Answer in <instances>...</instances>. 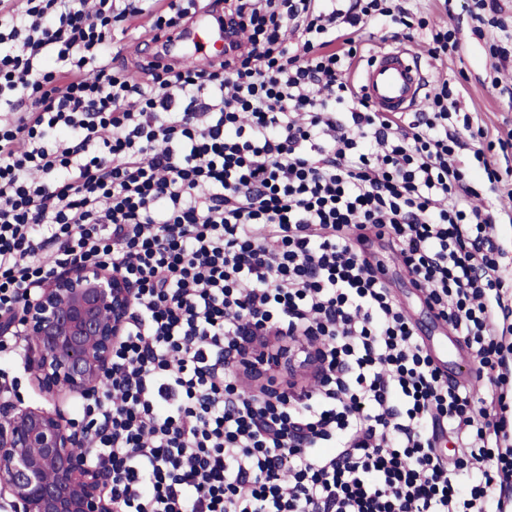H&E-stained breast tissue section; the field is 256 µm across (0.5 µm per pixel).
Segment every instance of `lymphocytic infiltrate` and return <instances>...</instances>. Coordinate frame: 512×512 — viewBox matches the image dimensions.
Listing matches in <instances>:
<instances>
[{
	"label": "lymphocytic infiltrate",
	"instance_id": "lymphocytic-infiltrate-1",
	"mask_svg": "<svg viewBox=\"0 0 512 512\" xmlns=\"http://www.w3.org/2000/svg\"><path fill=\"white\" fill-rule=\"evenodd\" d=\"M152 3L0 0V317L77 264L137 287L75 419L115 512H486L493 488L506 512L502 214L473 204L449 83L408 119L350 77L366 27H419L437 55L456 29L402 0H224V60L113 66L115 26ZM372 235L474 352L475 386L443 379ZM255 329L322 339L317 388L244 386L232 364Z\"/></svg>",
	"mask_w": 512,
	"mask_h": 512
}]
</instances>
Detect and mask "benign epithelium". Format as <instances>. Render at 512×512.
Instances as JSON below:
<instances>
[{"label": "benign epithelium", "mask_w": 512, "mask_h": 512, "mask_svg": "<svg viewBox=\"0 0 512 512\" xmlns=\"http://www.w3.org/2000/svg\"><path fill=\"white\" fill-rule=\"evenodd\" d=\"M136 287L106 265H77L54 272L26 293L0 334L11 335L29 360L43 404H25L0 392V507L8 512H114L111 474L89 463L81 431L59 402L63 391L80 398L95 392L112 368V349L125 335ZM259 336L248 349L255 366L237 369L257 376L265 366L288 376H315L317 346L307 359L278 357Z\"/></svg>", "instance_id": "benign-epithelium-1"}]
</instances>
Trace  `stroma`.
Wrapping results in <instances>:
<instances>
[{
  "label": "stroma",
  "mask_w": 512,
  "mask_h": 512,
  "mask_svg": "<svg viewBox=\"0 0 512 512\" xmlns=\"http://www.w3.org/2000/svg\"><path fill=\"white\" fill-rule=\"evenodd\" d=\"M470 0H455L453 16H446L441 0H411L409 7L417 15L434 21L452 19L459 28L460 49L436 59L421 35H413L405 45L419 56L431 81L447 79L460 89V107L472 118L471 147L482 149L504 179L501 192L512 190V148L506 141L512 136V97L506 89L512 86V62L500 72H493L489 47L500 37L502 29L512 30V0H501L499 14L502 27L483 26L481 34H473ZM370 249L386 268L385 276L398 302L420 328L427 349L448 379L469 381L475 374V362L462 339L445 323L435 319L426 307L419 290L414 288L408 273L394 258L385 242L376 240Z\"/></svg>",
  "instance_id": "1"
}]
</instances>
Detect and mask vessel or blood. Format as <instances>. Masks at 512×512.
<instances>
[{
    "mask_svg": "<svg viewBox=\"0 0 512 512\" xmlns=\"http://www.w3.org/2000/svg\"><path fill=\"white\" fill-rule=\"evenodd\" d=\"M223 36L221 24L204 17L173 31L157 33L156 38L169 47L188 45L180 62L203 67L223 59V52L208 48L210 41ZM359 87L375 111L406 113L420 106L431 83L420 59L405 48L392 46L371 54L360 71Z\"/></svg>",
    "mask_w": 512,
    "mask_h": 512,
    "instance_id": "b4317fda",
    "label": "vessel or blood"
}]
</instances>
